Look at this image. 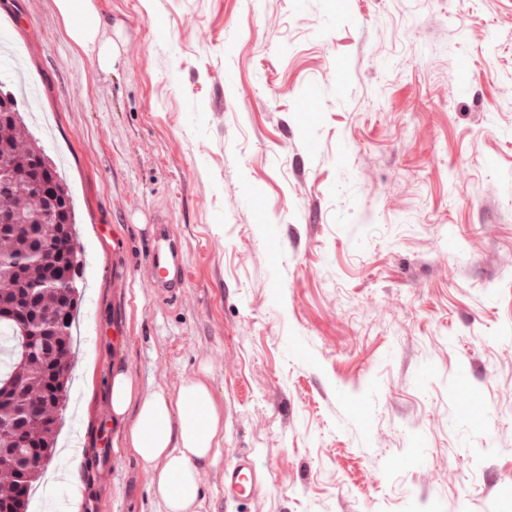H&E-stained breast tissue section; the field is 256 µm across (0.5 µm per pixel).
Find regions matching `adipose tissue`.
Masks as SVG:
<instances>
[{
	"label": "adipose tissue",
	"mask_w": 512,
	"mask_h": 512,
	"mask_svg": "<svg viewBox=\"0 0 512 512\" xmlns=\"http://www.w3.org/2000/svg\"><path fill=\"white\" fill-rule=\"evenodd\" d=\"M57 16L74 46L94 55L100 69L112 66L113 45L100 36L93 0H54ZM113 420L135 413L128 452L152 471L151 488L164 512H196L198 474L218 452L224 413L207 376L186 379L177 394L158 390L135 397L132 383L116 373L110 383Z\"/></svg>",
	"instance_id": "1"
}]
</instances>
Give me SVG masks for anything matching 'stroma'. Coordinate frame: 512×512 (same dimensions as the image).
<instances>
[{
	"mask_svg": "<svg viewBox=\"0 0 512 512\" xmlns=\"http://www.w3.org/2000/svg\"><path fill=\"white\" fill-rule=\"evenodd\" d=\"M94 3L108 71L54 0H0L86 259L81 512H163L115 372L173 393L203 366L224 434L197 512H512V0ZM240 450L265 484L228 501ZM145 267L151 288L171 295L184 288L186 274L182 251L165 224H156Z\"/></svg>",
	"mask_w": 512,
	"mask_h": 512,
	"instance_id": "1",
	"label": "stroma"
}]
</instances>
